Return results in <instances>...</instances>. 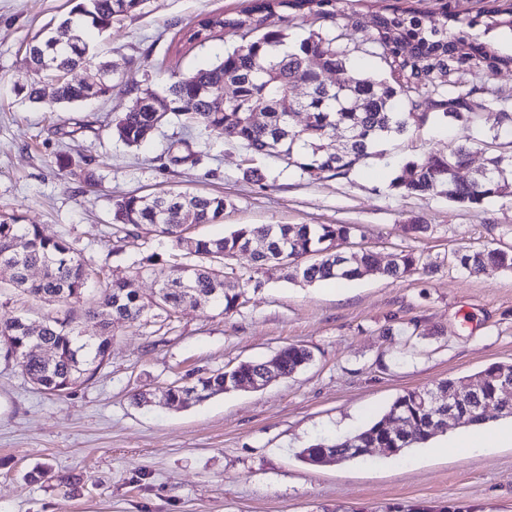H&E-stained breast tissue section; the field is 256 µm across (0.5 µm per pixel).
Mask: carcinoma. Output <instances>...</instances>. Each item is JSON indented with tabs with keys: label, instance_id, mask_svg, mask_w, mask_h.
I'll list each match as a JSON object with an SVG mask.
<instances>
[{
	"label": "carcinoma",
	"instance_id": "obj_1",
	"mask_svg": "<svg viewBox=\"0 0 512 512\" xmlns=\"http://www.w3.org/2000/svg\"><path fill=\"white\" fill-rule=\"evenodd\" d=\"M72 7L60 25L71 31L65 42L53 44L48 35L35 36L49 69L42 75L56 82L53 100L58 106L84 102L89 88L81 83L58 80L62 71L85 59H92L84 38L88 26L103 33L113 22L141 9L144 0H70ZM362 4L373 10L372 34L363 40L364 54L374 59L378 74H361L342 88L327 83V74L347 67L350 46L357 44L355 25L349 10ZM244 15L253 26L240 35V44L207 69L187 74H171L165 85L145 88L144 96L159 95L165 111L147 105L134 112H118L112 121V134L128 146L144 140L149 128L178 124L184 128L219 130L224 141L245 147L254 155L280 159L310 177L324 174L345 175L385 141L423 127L431 113L420 108L429 105L442 118L463 119L495 110L512 133V113L500 90L485 84L483 99L475 103L470 94L456 88L455 72L464 65L475 73H498L512 69V53L494 50L479 41V35L492 31L512 34V0H484L473 16H462L448 4L440 6V18L430 17L409 4V0H248ZM328 21L326 31L312 32L296 44L289 43L284 23L300 16ZM239 19L227 15L204 18L182 35L185 43L214 37ZM319 58L313 64L310 58ZM308 84V96L301 102L291 97L294 85ZM223 95L221 111L212 109L210 100ZM194 102V110L184 112L183 101ZM262 111L259 123L251 118ZM305 115L301 125L292 113ZM345 133L339 150L331 151L326 140ZM471 150L458 145L446 154H430L405 162L392 181L393 189L407 194H445L459 204L480 206L492 198L512 196V152L487 158L471 181L457 179ZM228 201L187 191H167L153 196L128 194L112 202V220L117 226V242L143 234L167 238L182 261L162 265L154 257L145 259L144 271L153 275L158 288L148 298L130 287L124 279L99 282L91 288L98 272L83 250L63 237H49L36 224H23L16 214H0V264L10 266L11 276L0 279V296L7 290L22 292L28 298L51 307L39 329L31 331L24 316L0 322V348L4 358L18 361L23 374L36 389L61 396L91 380L108 360L112 332L131 324L146 325L153 319H171L187 305L208 301L228 312L243 304L253 275L292 269L289 279L312 284L332 278L357 279L375 273L394 280L417 272L420 257L404 250L383 265L364 250L347 251L344 246L354 237L353 224H268L240 227L229 235L211 239L190 232L199 224H213L224 218ZM262 238V245L251 252L253 273L229 275L224 259L246 252ZM453 258L461 270L472 275L489 269L512 270V250L460 247ZM42 271L37 281L29 271ZM76 306L85 307L87 319L98 323L100 333L82 339L74 317ZM52 351L45 359L41 349ZM277 371L288 377L312 360L310 350L291 345L277 353ZM263 364L247 363L224 372L200 378L191 385L175 383L168 389V400L188 407L251 381ZM512 376V364H492L474 374L478 385L470 399L465 421L484 420L487 403L501 407V414L512 415V391L502 390V377ZM423 390L412 389L398 395L385 413L354 433L331 441L321 440L300 449L297 457L316 464L326 448L345 460L353 459L351 448H392L400 455L425 443L448 424L438 409L426 408ZM406 421L404 434L391 429L393 416Z\"/></svg>",
	"mask_w": 512,
	"mask_h": 512
}]
</instances>
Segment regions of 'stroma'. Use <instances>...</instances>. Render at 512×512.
Masks as SVG:
<instances>
[{"mask_svg": "<svg viewBox=\"0 0 512 512\" xmlns=\"http://www.w3.org/2000/svg\"><path fill=\"white\" fill-rule=\"evenodd\" d=\"M247 0H144L111 32L86 38L119 71L105 100L54 110L18 100L14 87L50 81L32 73L28 44L58 25L67 0H0V213L17 212L83 249L112 278L140 293L156 283L143 258L171 259L169 241L149 235L112 248L114 196L169 190L221 196L215 224L193 234L221 238L243 225L353 224L351 248L387 262L400 250L425 263L403 281L369 275L335 289L303 285L282 272L261 275L249 301L230 312L185 306L173 322L124 326L96 375L72 393L39 392L15 360L0 357V512H512V445L472 454L447 451L466 428L449 424L431 446L401 457L380 448L321 466L297 453L324 438L355 432L400 393L463 379L493 363H512V272L467 275L454 264L461 245L512 246V197L479 206L442 195H403L391 182L400 163L466 144L473 167L512 142L498 135L497 112L470 120L433 119L393 138L348 174L314 179L296 167L246 152L210 130L177 125L129 147L108 134L137 89L171 73L205 68L238 45L228 28L204 45L181 32L208 15H240ZM199 151L198 164L163 165L166 150ZM74 167L92 164L97 188L59 172L58 151ZM258 169L261 181L248 179ZM414 224L427 225L423 234ZM313 359L295 374L242 387L185 409L168 407L172 383L271 361L286 346ZM150 394L136 406L133 393ZM46 465L66 478L31 481Z\"/></svg>", "mask_w": 512, "mask_h": 512, "instance_id": "obj_1", "label": "stroma"}]
</instances>
